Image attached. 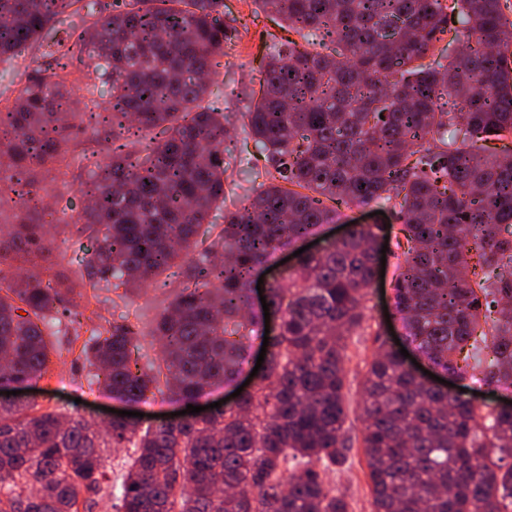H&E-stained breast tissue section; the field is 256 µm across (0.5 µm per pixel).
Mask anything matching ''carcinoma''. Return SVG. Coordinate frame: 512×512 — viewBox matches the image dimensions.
Masks as SVG:
<instances>
[{"mask_svg": "<svg viewBox=\"0 0 512 512\" xmlns=\"http://www.w3.org/2000/svg\"><path fill=\"white\" fill-rule=\"evenodd\" d=\"M307 46H265L242 113L270 168L264 189L224 207L226 116L208 78L237 28L224 0H0V64L36 44L0 108V384L41 378L49 337L80 336L84 290L123 298L181 258L157 313L161 357L141 366L128 320L89 328V385L140 402L192 404L234 381L256 269L336 221L382 205L402 220L392 314L435 368L512 386V20L506 0H257ZM462 52L435 53L445 38ZM335 54L318 51L326 43ZM108 144L107 160L80 136ZM494 139L499 150L487 152ZM87 172L78 211L47 207L44 178ZM48 224L77 225L57 244ZM382 224H351L268 288L281 314L266 371L229 408L143 432L124 420L0 403V512H92L103 451L136 439L122 512H350L325 472L345 460L347 339L367 320ZM83 269L77 283L59 269ZM373 512H512V410L481 411L428 386L379 346L363 384Z\"/></svg>", "mask_w": 512, "mask_h": 512, "instance_id": "1", "label": "carcinoma"}]
</instances>
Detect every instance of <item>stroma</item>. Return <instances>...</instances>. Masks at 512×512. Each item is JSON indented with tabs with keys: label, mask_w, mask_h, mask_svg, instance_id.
<instances>
[{
	"label": "stroma",
	"mask_w": 512,
	"mask_h": 512,
	"mask_svg": "<svg viewBox=\"0 0 512 512\" xmlns=\"http://www.w3.org/2000/svg\"><path fill=\"white\" fill-rule=\"evenodd\" d=\"M255 8L254 0H224L225 23H245L249 30L243 34L236 46L227 50L224 67L211 90L218 97L228 118L225 148L261 167L265 164V158L255 148L241 114L248 111L251 93L259 87L258 55L261 32H269L281 42L287 40L290 33L284 22L265 16L261 17L258 24H251L250 18ZM352 222L388 225L389 238L393 241L400 235V224L393 211L374 215L369 208L355 206L341 208L337 222L324 225L322 231L329 238L337 239L343 234L346 224ZM394 270L393 260H386L384 276L371 290L368 320L363 329L348 339L345 360L348 415L344 432L350 448L344 464L337 467L336 471L327 472L326 480L337 492L346 495L350 512H373L369 468L362 448L364 423L360 406L367 365L378 348L374 333L381 330L383 322L387 321L385 309L392 304L390 289ZM178 271V266H171L156 276L140 294L120 301L114 300L112 292L99 290L98 300L91 302L85 308L84 314L90 318L100 315L108 318L117 311L137 318L143 335L138 355L144 361L155 359L159 355V346L152 337L154 308L160 301L172 298L178 285ZM56 347L57 351L51 356L52 363L48 373L25 389L20 395L21 400L35 401L43 411L75 410L100 423L109 419L111 411L135 410L140 412L139 424L144 428L156 424L157 421L170 419L172 413L181 411V404L165 395L159 394L148 401L134 404L114 397L103 389L89 388V368L82 357V341L62 336L59 337Z\"/></svg>",
	"instance_id": "1"
}]
</instances>
